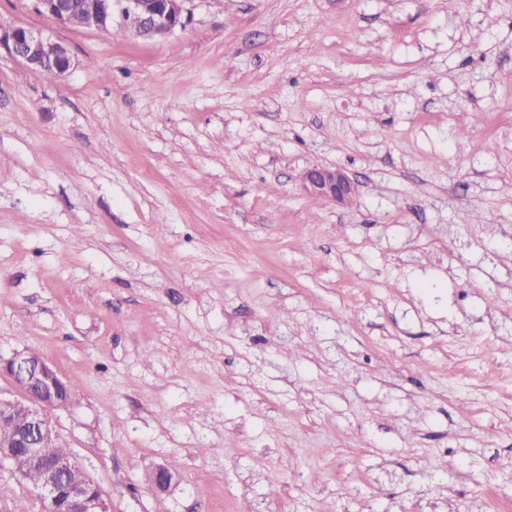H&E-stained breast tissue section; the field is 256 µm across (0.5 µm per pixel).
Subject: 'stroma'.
I'll return each mask as SVG.
<instances>
[{"label":"stroma","instance_id":"35a3bbf8","mask_svg":"<svg viewBox=\"0 0 512 512\" xmlns=\"http://www.w3.org/2000/svg\"><path fill=\"white\" fill-rule=\"evenodd\" d=\"M186 8L0 51V357L68 384L109 512L512 506V0ZM31 70L55 76L75 63L69 45L43 29L16 25L0 30V49ZM301 183L310 197L345 205L355 194V183L340 167L313 165L301 174Z\"/></svg>","mask_w":512,"mask_h":512}]
</instances>
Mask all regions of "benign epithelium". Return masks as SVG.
<instances>
[{
	"mask_svg": "<svg viewBox=\"0 0 512 512\" xmlns=\"http://www.w3.org/2000/svg\"><path fill=\"white\" fill-rule=\"evenodd\" d=\"M189 0H84L80 22H74L71 0H34V10L58 28L80 25L104 31L112 27L114 15L135 34L158 38L185 26ZM31 70L55 76L75 63L69 45L40 28L16 25L0 30V49ZM305 192L315 198L345 205L355 194V183L340 167L313 165L301 174ZM10 379L17 397H0V460L24 455L40 473L35 486L41 512H107L102 491L68 456L47 451L56 438L49 413L70 406L68 386L45 358L21 351L0 359V376ZM174 474L160 465L151 475L155 489L164 492Z\"/></svg>",
	"mask_w": 512,
	"mask_h": 512,
	"instance_id": "1",
	"label": "benign epithelium"
}]
</instances>
